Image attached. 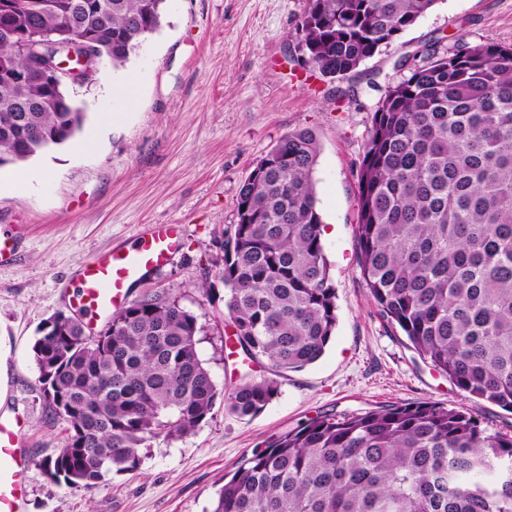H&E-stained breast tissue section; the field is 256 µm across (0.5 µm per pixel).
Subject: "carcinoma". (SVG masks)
<instances>
[{"label": "carcinoma", "mask_w": 512, "mask_h": 512, "mask_svg": "<svg viewBox=\"0 0 512 512\" xmlns=\"http://www.w3.org/2000/svg\"><path fill=\"white\" fill-rule=\"evenodd\" d=\"M166 0H0L23 34L56 32L60 57L84 38L115 65L162 27ZM437 0H307L298 48L332 80ZM358 171L357 263L382 319L461 391L512 413V45L434 42L371 109ZM85 113L0 41V165L70 141ZM308 130L283 136L239 190L217 276L232 334L275 373L317 361L336 327ZM204 331L176 296L146 293L96 337L55 313L33 353L42 396L66 425L46 476L71 489L137 470L146 442L183 436L219 392L198 354ZM275 381L225 402L258 414ZM213 512H512V435L441 402L325 411L270 437L219 490Z\"/></svg>", "instance_id": "obj_1"}]
</instances>
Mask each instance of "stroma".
Segmentation results:
<instances>
[{"label":"stroma","mask_w":512,"mask_h":512,"mask_svg":"<svg viewBox=\"0 0 512 512\" xmlns=\"http://www.w3.org/2000/svg\"><path fill=\"white\" fill-rule=\"evenodd\" d=\"M305 7L306 0H167L162 28L124 65L103 60L92 83L70 89L85 129L98 131L95 146L78 153L68 143L23 162V188L0 194V225L14 226L18 246L15 260L0 264V334L11 345L8 392L28 419L25 512H211L225 474L272 434L329 410L440 401L488 432L512 430V413L460 391L382 321L356 261L357 165L379 97L371 83L400 79L405 58L438 40L512 44V0H437L396 42L334 83L299 60L295 29ZM128 71L139 76L131 108L112 93ZM109 111L119 118L103 123ZM301 129L320 145L314 182L331 229L323 245L336 327L321 358L276 376L225 347L224 285L214 263L240 187L281 137ZM145 224H181L185 234L180 252L135 282L132 297L174 295L198 315L205 326L198 353L221 393L247 373L274 379L277 392L252 417L216 402L191 433L147 442L138 470L70 490L43 472L66 432L44 404L32 345L43 320L70 313L80 266L97 251L131 246ZM205 282L213 286L207 296Z\"/></svg>","instance_id":"1"}]
</instances>
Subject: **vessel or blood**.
Listing matches in <instances>:
<instances>
[{"instance_id":"1","label":"vessel or blood","mask_w":512,"mask_h":512,"mask_svg":"<svg viewBox=\"0 0 512 512\" xmlns=\"http://www.w3.org/2000/svg\"><path fill=\"white\" fill-rule=\"evenodd\" d=\"M184 227L148 224L133 246L101 251L83 263L72 292L71 308L97 318L123 307L130 286L144 274L165 267L179 251ZM31 480L18 420L0 419V512H21Z\"/></svg>"}]
</instances>
